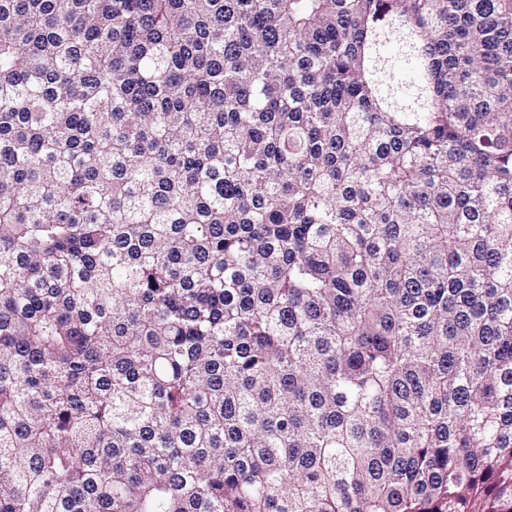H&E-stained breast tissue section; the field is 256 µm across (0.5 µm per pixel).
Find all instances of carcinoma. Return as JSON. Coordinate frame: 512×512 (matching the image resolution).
Here are the masks:
<instances>
[{
  "label": "carcinoma",
  "mask_w": 512,
  "mask_h": 512,
  "mask_svg": "<svg viewBox=\"0 0 512 512\" xmlns=\"http://www.w3.org/2000/svg\"><path fill=\"white\" fill-rule=\"evenodd\" d=\"M0 512H512V0H0Z\"/></svg>",
  "instance_id": "1"
}]
</instances>
